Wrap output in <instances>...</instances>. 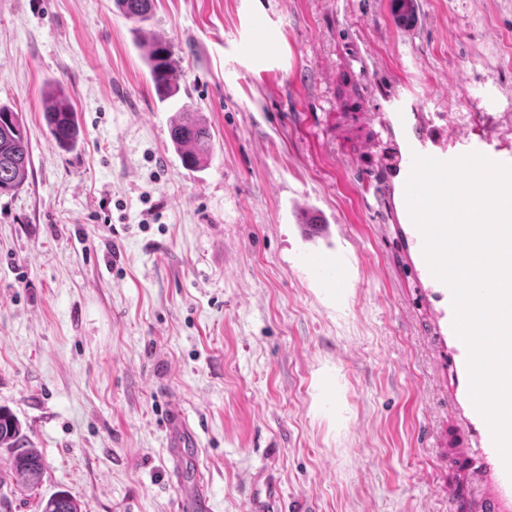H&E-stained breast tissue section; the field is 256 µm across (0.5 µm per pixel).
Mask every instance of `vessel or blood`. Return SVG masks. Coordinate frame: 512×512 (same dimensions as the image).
I'll return each instance as SVG.
<instances>
[{
	"label": "vessel or blood",
	"instance_id": "vessel-or-blood-1",
	"mask_svg": "<svg viewBox=\"0 0 512 512\" xmlns=\"http://www.w3.org/2000/svg\"><path fill=\"white\" fill-rule=\"evenodd\" d=\"M381 108L390 132V148L381 165L383 181L379 196L387 204L388 223L406 229L404 238L416 287L437 298L438 306L432 315L442 324L452 345L453 367L460 379V392L465 395L469 392L468 349L454 329L451 291L432 275L424 258L422 234L409 216L405 184L412 171L413 157L417 154L448 161L469 152H478L495 162L512 165V128L474 124L456 132L449 131L447 114L423 111L411 91L395 88L383 94ZM466 421L474 430L483 455L495 472L491 494L498 512H512V475L508 474L499 455L489 425L471 404L466 407ZM164 427L168 434L173 476L178 479L185 469L184 450L193 442L194 435L183 413L174 406L165 417Z\"/></svg>",
	"mask_w": 512,
	"mask_h": 512
}]
</instances>
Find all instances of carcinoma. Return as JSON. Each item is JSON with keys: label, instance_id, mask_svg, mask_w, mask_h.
Listing matches in <instances>:
<instances>
[{"label": "carcinoma", "instance_id": "obj_1", "mask_svg": "<svg viewBox=\"0 0 512 512\" xmlns=\"http://www.w3.org/2000/svg\"><path fill=\"white\" fill-rule=\"evenodd\" d=\"M118 11L135 24L132 32H142V25L152 19L154 0H114ZM151 82L160 102H168L180 90L179 75L169 44L154 40L143 44ZM180 123L170 128L171 142L182 163L200 168L212 152L210 128L188 106L179 108ZM44 120L55 142L69 149L77 147L80 125L77 112L69 103L64 89L55 86L44 96ZM30 166L28 129L12 109L0 106V192L18 190L26 181ZM0 447L8 452V472L16 483L35 488L44 475L42 455L28 447L22 424L10 411L0 407ZM42 512H81L80 505L68 492L61 490L48 497Z\"/></svg>", "mask_w": 512, "mask_h": 512}]
</instances>
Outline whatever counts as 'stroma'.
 Segmentation results:
<instances>
[{"label": "stroma", "mask_w": 512, "mask_h": 512, "mask_svg": "<svg viewBox=\"0 0 512 512\" xmlns=\"http://www.w3.org/2000/svg\"><path fill=\"white\" fill-rule=\"evenodd\" d=\"M113 0H0V105L31 167L0 195V406L43 456L35 489L82 512H180L160 421L197 432L211 512H496L450 345L406 273L377 196L382 89L408 84L452 125L512 118V0H156L171 44L159 103ZM63 87L80 143L43 117ZM213 135L202 168L170 140L180 105ZM328 224L305 241V214ZM340 260L325 284L318 254Z\"/></svg>", "instance_id": "35a3bbf8"}]
</instances>
